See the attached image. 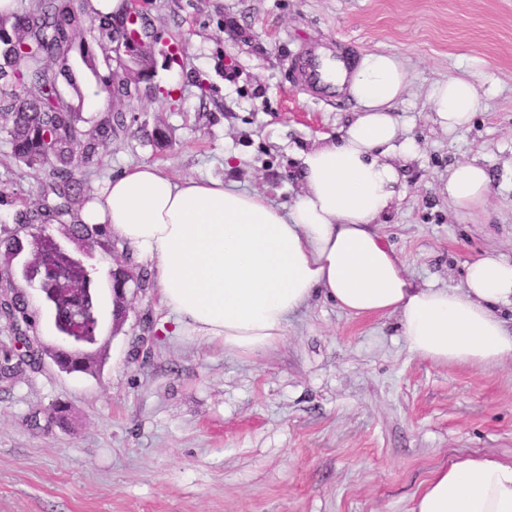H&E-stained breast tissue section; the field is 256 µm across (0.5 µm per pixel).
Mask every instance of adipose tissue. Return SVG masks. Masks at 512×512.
I'll list each match as a JSON object with an SVG mask.
<instances>
[{
    "label": "adipose tissue",
    "mask_w": 512,
    "mask_h": 512,
    "mask_svg": "<svg viewBox=\"0 0 512 512\" xmlns=\"http://www.w3.org/2000/svg\"><path fill=\"white\" fill-rule=\"evenodd\" d=\"M333 79L359 114L340 138L301 151L303 193L289 209L217 179L176 181L142 163L112 179L81 220L110 225L115 238L154 260L160 302L181 332L225 350L276 348L289 317L320 293L354 316H396L412 355L496 369L512 359V332L497 313L512 306V260L487 254L467 265L463 288H424L377 230L400 198L393 160L415 151L393 110L408 86L404 67L369 53ZM481 82L475 73L432 86L441 128L468 127ZM446 191L456 208L482 206L488 173L459 163ZM410 512H512V461L452 460L424 482Z\"/></svg>",
    "instance_id": "ef3b65f1"
}]
</instances>
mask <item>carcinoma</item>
<instances>
[{
    "mask_svg": "<svg viewBox=\"0 0 512 512\" xmlns=\"http://www.w3.org/2000/svg\"><path fill=\"white\" fill-rule=\"evenodd\" d=\"M139 19L140 8L129 0L114 11H102L91 0H26L16 12L0 14V119L10 122L11 157L43 175L38 203L16 213L13 223L0 224V255L32 249L43 288L42 302L35 307L15 289L10 269L0 266V293L11 300L0 318L16 334L13 347L0 352V382L14 380L40 356L37 327L44 308L54 314L58 332L74 339L69 353L54 355L65 370L90 374L102 360L96 271L61 248L46 228L63 224L72 241L112 253L109 225L84 224L79 218L87 195L77 171L103 166L100 149L112 140L118 116L109 106L93 118L91 129H84L85 119L66 98L51 63L69 68L75 34L88 22L96 26L97 48L108 60L113 41L125 32L123 57L141 69L133 78L103 85L110 103L122 89L138 86L160 43L156 34L139 31ZM149 284L144 270L135 277L125 270L114 279L116 288Z\"/></svg>",
    "mask_w": 512,
    "mask_h": 512,
    "instance_id": "1",
    "label": "carcinoma"
}]
</instances>
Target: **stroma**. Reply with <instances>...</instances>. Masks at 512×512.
Segmentation results:
<instances>
[{
    "instance_id": "obj_1",
    "label": "stroma",
    "mask_w": 512,
    "mask_h": 512,
    "mask_svg": "<svg viewBox=\"0 0 512 512\" xmlns=\"http://www.w3.org/2000/svg\"><path fill=\"white\" fill-rule=\"evenodd\" d=\"M177 56L156 52L151 80L115 101L124 127L102 148L92 191L150 163L176 180L215 178L290 207L299 153L338 137L355 102L297 78L310 50L358 61L395 55L408 74L396 105L415 156L398 161L402 195L378 225L423 287L458 288L468 262L512 258V0H154L147 15ZM68 93L85 118L111 73L75 37ZM481 73L469 129L446 131L436 83ZM477 160L486 203L456 210L445 184ZM41 174L10 157L0 120V221L38 201ZM98 270L108 342L94 374L52 360L0 387V512H409L431 473L458 456L512 460V359L494 372L410 354L396 317H355L312 298L275 350L224 351L175 332L158 284L130 290L112 322L115 263L154 271L130 245L74 247ZM67 420L49 416L55 405Z\"/></svg>"
}]
</instances>
